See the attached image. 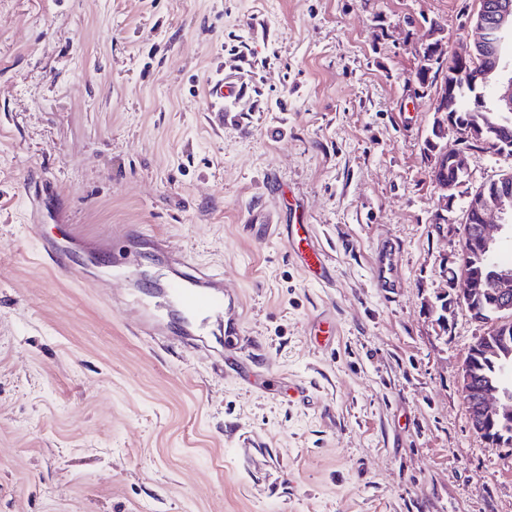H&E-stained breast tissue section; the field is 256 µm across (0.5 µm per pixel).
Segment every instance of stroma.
<instances>
[{
    "label": "stroma",
    "instance_id": "stroma-1",
    "mask_svg": "<svg viewBox=\"0 0 512 512\" xmlns=\"http://www.w3.org/2000/svg\"><path fill=\"white\" fill-rule=\"evenodd\" d=\"M478 7L0 0V512H512V446L459 376L487 327L432 308L459 238L430 222L439 87L415 83L430 22L453 53ZM445 143L466 190L512 172ZM63 224L80 281L39 245ZM154 235L223 276L234 320L180 341L176 302L113 275L122 248L157 276ZM297 232L296 251L301 259L302 266L304 269L320 278L326 277V267L322 259V254L319 248L313 241L312 235L308 232L307 224H294ZM303 230L307 233L305 236H301L299 231ZM303 243V245H302ZM303 246V247H302Z\"/></svg>",
    "mask_w": 512,
    "mask_h": 512
}]
</instances>
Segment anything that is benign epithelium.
I'll use <instances>...</instances> for the list:
<instances>
[{
	"instance_id": "benign-epithelium-1",
	"label": "benign epithelium",
	"mask_w": 512,
	"mask_h": 512,
	"mask_svg": "<svg viewBox=\"0 0 512 512\" xmlns=\"http://www.w3.org/2000/svg\"><path fill=\"white\" fill-rule=\"evenodd\" d=\"M478 3L479 8L471 18L473 46L450 57L448 79L440 84L434 107V127H446L464 142H492L498 154L512 156V139L497 137L500 126L489 128L478 121L456 123L448 118V113L455 111L457 105V89L485 87L497 68L504 72L509 69V65H501L499 46L505 37H512V3L509 0H478ZM429 40L428 54L434 59H443L447 47L439 32L431 31ZM495 100L500 111L512 112V76L496 83ZM427 155L430 157L429 178L437 192L431 223L451 225L450 213L454 210L458 189L465 184L468 174L466 158L459 150L448 151L435 144ZM464 210L462 223L466 224V229L461 231L460 247L454 260V281L462 288L458 294L442 295L441 309L449 313L456 305H469L476 297L485 295L487 289H492L494 312L503 317L495 320L499 336L491 350L504 351L512 343V266L492 265L487 281L476 278L469 267L474 247L489 255L504 237L505 227L512 220V187L505 179L484 184L475 192L467 193ZM461 377L473 429L481 435L491 422L504 432L512 431V393L491 382L474 390L468 356L463 361Z\"/></svg>"
}]
</instances>
